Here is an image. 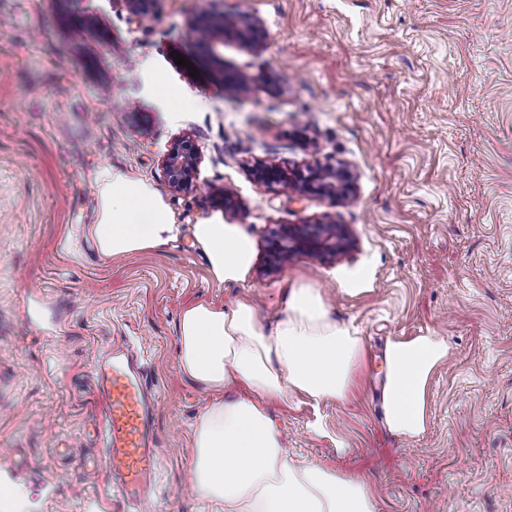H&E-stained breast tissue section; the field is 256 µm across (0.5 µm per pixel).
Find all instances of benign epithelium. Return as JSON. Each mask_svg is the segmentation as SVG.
<instances>
[{
	"instance_id": "obj_1",
	"label": "benign epithelium",
	"mask_w": 512,
	"mask_h": 512,
	"mask_svg": "<svg viewBox=\"0 0 512 512\" xmlns=\"http://www.w3.org/2000/svg\"><path fill=\"white\" fill-rule=\"evenodd\" d=\"M211 3L199 8V21L192 28L196 41L201 45H212L223 38L224 25L243 23L254 33L261 30L257 18L245 14L231 17L215 25H210ZM199 162L198 147L189 139L180 140L162 163L164 182L174 190H182L192 183L193 174ZM258 179L269 184H282L299 194L314 193L330 199L349 200L354 196L352 175L345 169H335L314 161L305 170L290 171L276 166L255 168ZM353 246V240L340 225L328 221L317 230L315 237L306 235L299 227L289 225L276 233L274 255L278 264L282 257L291 256L302 247L317 251L344 253Z\"/></svg>"
}]
</instances>
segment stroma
<instances>
[{
    "mask_svg": "<svg viewBox=\"0 0 512 512\" xmlns=\"http://www.w3.org/2000/svg\"><path fill=\"white\" fill-rule=\"evenodd\" d=\"M199 2L147 0L137 18L125 0H0V450L26 462L0 487L27 493L0 512H140L86 467L95 362L123 343L158 396L145 507L204 512L193 426L215 395L179 372L180 316L246 298L270 329L298 280L364 358L345 401L269 404L292 461L362 477L380 512H512V0H214L213 16L257 17L262 44L239 27L210 50L191 31ZM183 138L200 160L175 191L161 165ZM315 158L352 171L353 199L250 174ZM105 168L149 181L179 240L102 258L80 227ZM329 218L351 250L276 264L277 231ZM212 219L254 239L245 281L210 276L192 230ZM427 333L449 357L406 440L382 423L377 379L388 341Z\"/></svg>",
    "mask_w": 512,
    "mask_h": 512,
    "instance_id": "1",
    "label": "stroma"
}]
</instances>
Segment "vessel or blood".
Instances as JSON below:
<instances>
[{
  "label": "vessel or blood",
  "mask_w": 512,
  "mask_h": 512,
  "mask_svg": "<svg viewBox=\"0 0 512 512\" xmlns=\"http://www.w3.org/2000/svg\"><path fill=\"white\" fill-rule=\"evenodd\" d=\"M95 380L106 433L98 473L127 498L142 502L158 462L154 436L157 398L137 352L130 347L105 350L96 362Z\"/></svg>",
  "instance_id": "vessel-or-blood-1"
}]
</instances>
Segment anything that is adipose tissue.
<instances>
[{"instance_id": "1", "label": "adipose tissue", "mask_w": 512, "mask_h": 512, "mask_svg": "<svg viewBox=\"0 0 512 512\" xmlns=\"http://www.w3.org/2000/svg\"><path fill=\"white\" fill-rule=\"evenodd\" d=\"M99 215L85 234L106 258H120L175 242L180 229L168 206L143 179L105 170L96 178ZM211 276L245 280L254 243L238 225H194ZM181 374L208 389H248L245 397L209 403L194 429L192 492L224 512H379L367 483L353 475L288 457L283 433L265 404L299 393L314 401L344 400L364 356L361 337L336 323L319 289L298 281L273 329L242 300L217 308L198 304L180 319ZM444 337L423 334L389 341L380 407L386 428L415 439L426 430L432 376L448 359Z\"/></svg>"}]
</instances>
